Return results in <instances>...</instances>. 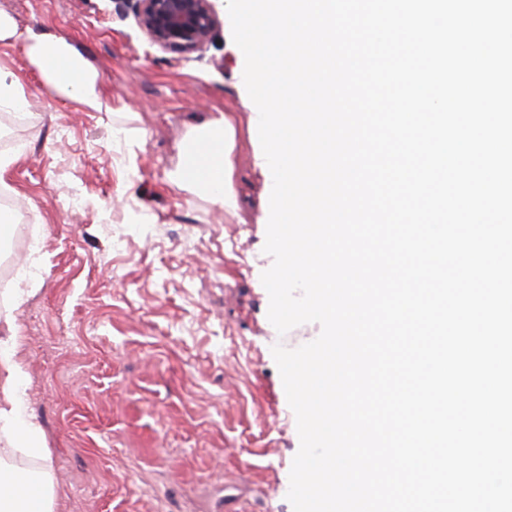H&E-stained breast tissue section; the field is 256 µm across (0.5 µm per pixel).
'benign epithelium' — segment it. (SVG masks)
I'll return each instance as SVG.
<instances>
[{
	"label": "benign epithelium",
	"instance_id": "1",
	"mask_svg": "<svg viewBox=\"0 0 512 512\" xmlns=\"http://www.w3.org/2000/svg\"><path fill=\"white\" fill-rule=\"evenodd\" d=\"M132 10L138 26L159 48L190 55L221 26L213 0H114Z\"/></svg>",
	"mask_w": 512,
	"mask_h": 512
}]
</instances>
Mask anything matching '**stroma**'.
I'll use <instances>...</instances> for the list:
<instances>
[{"label":"stroma","mask_w":512,"mask_h":512,"mask_svg":"<svg viewBox=\"0 0 512 512\" xmlns=\"http://www.w3.org/2000/svg\"><path fill=\"white\" fill-rule=\"evenodd\" d=\"M210 43L184 60L149 43L113 0H0L19 27L79 45L107 111L58 97L21 42H0L27 111H0V192L33 215L38 290L11 317L51 450L59 512H293L296 417L272 355L261 282L270 175L226 0ZM230 116L236 206L178 187L186 140ZM82 204L71 209L70 194Z\"/></svg>","instance_id":"stroma-1"}]
</instances>
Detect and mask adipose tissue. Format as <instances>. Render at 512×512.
I'll return each instance as SVG.
<instances>
[{
    "label": "adipose tissue",
    "mask_w": 512,
    "mask_h": 512,
    "mask_svg": "<svg viewBox=\"0 0 512 512\" xmlns=\"http://www.w3.org/2000/svg\"><path fill=\"white\" fill-rule=\"evenodd\" d=\"M21 39L26 56L62 98L99 111L103 108L98 69L64 35L47 27L19 31L0 10V41ZM233 126L222 117L189 136L177 169L178 184L203 193L214 206L233 207L230 152ZM19 336L9 316L0 314V512H56L54 479L49 468L33 471L11 465L15 455L49 461L45 430L30 406L29 375L18 356Z\"/></svg>",
    "instance_id": "1"
}]
</instances>
